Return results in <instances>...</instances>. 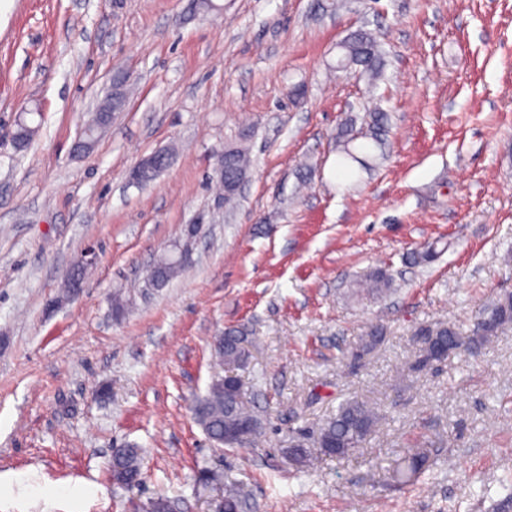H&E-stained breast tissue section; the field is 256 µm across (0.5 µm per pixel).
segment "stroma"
<instances>
[{
  "label": "stroma",
  "instance_id": "1",
  "mask_svg": "<svg viewBox=\"0 0 512 512\" xmlns=\"http://www.w3.org/2000/svg\"><path fill=\"white\" fill-rule=\"evenodd\" d=\"M378 40L384 79L340 71ZM130 90L89 153L73 146ZM389 114L369 169L338 164L342 128ZM40 110L26 146L21 113ZM252 166L234 208L225 147ZM157 150L145 187L130 171ZM435 246L433 260L414 256ZM80 288L65 281L86 249ZM180 250L164 287L148 267ZM375 271L392 289L356 294ZM512 295V0H0V512H210L238 484L249 512H496L512 476V326L480 353L417 370L419 329L470 330ZM384 334L357 354L361 336ZM265 428L214 445L190 410L226 328ZM379 421L363 448L302 468L341 403ZM143 479L114 483V448ZM428 452L413 482L393 471ZM339 47L343 51L341 59L345 61L346 69L358 68L372 85L381 78L384 62L378 42L372 34L366 31L357 32Z\"/></svg>",
  "mask_w": 512,
  "mask_h": 512
}]
</instances>
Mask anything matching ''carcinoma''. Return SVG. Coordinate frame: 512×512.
<instances>
[{
  "label": "carcinoma",
  "instance_id": "cac0c4a2",
  "mask_svg": "<svg viewBox=\"0 0 512 512\" xmlns=\"http://www.w3.org/2000/svg\"><path fill=\"white\" fill-rule=\"evenodd\" d=\"M343 51L341 59L345 68H356L365 76L368 83L379 80L383 73L384 62L376 38L360 31L340 44ZM126 102L112 98L97 110L95 117L75 144V149H91L104 128L112 120V113L124 108ZM386 115L376 108L370 113L371 130L369 139L374 147L381 148L382 131ZM356 137L344 131L340 135V164L345 168L358 165L359 169L369 167V157L362 154L364 144H355ZM229 154L225 160L224 176L218 178L224 191V203H233L238 192L231 189L241 179L249 176L251 160L245 150L238 147L227 148ZM182 268V263L173 262L168 254L157 261L150 273L153 285L161 287L168 283ZM392 281L383 272L372 274L360 284L361 291L371 294H383L391 289ZM512 324V295L498 300L487 308L474 328L463 334L455 325L438 323L422 329L420 336V355L418 368H425L440 362L457 350L476 352L492 342L506 326ZM247 333L241 328H228L215 341V357L224 367L227 375H216L205 394L197 397L193 403V413L197 423L208 437L218 445L227 448H241L252 443L262 432L264 423L252 408V396L232 381L234 371L245 366L247 355L245 343ZM376 424L375 413L364 403L358 401L341 404L336 415L319 431L316 447L310 448L304 436L290 440L287 453L301 466H307L318 457H342L357 448L363 447ZM428 462L427 455L419 450H409L406 467L398 472L401 478H410L424 470ZM111 472L113 481L121 486L132 488L141 482L140 449L122 448L112 455ZM249 507V495L242 488L230 489L220 503L221 512H244Z\"/></svg>",
  "mask_w": 512,
  "mask_h": 512
}]
</instances>
